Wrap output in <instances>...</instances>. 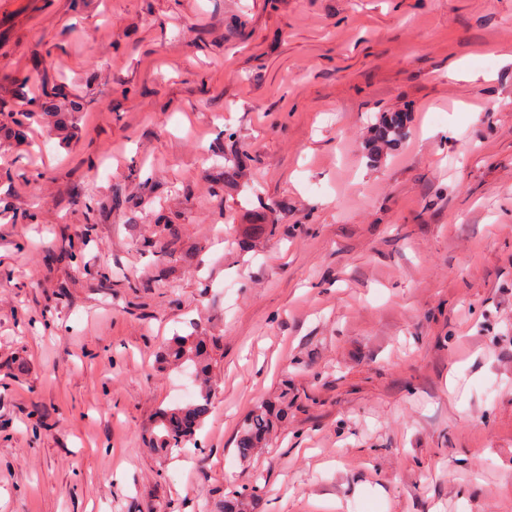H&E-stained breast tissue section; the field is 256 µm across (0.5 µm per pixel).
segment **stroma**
I'll list each match as a JSON object with an SVG mask.
<instances>
[{
    "instance_id": "stroma-1",
    "label": "stroma",
    "mask_w": 512,
    "mask_h": 512,
    "mask_svg": "<svg viewBox=\"0 0 512 512\" xmlns=\"http://www.w3.org/2000/svg\"><path fill=\"white\" fill-rule=\"evenodd\" d=\"M71 2L0 0V512H512V0ZM194 331L212 406L161 453ZM372 128L368 148L373 155L383 154L405 134L404 115L402 113H386L378 117ZM163 360L167 364L190 362L203 375L210 372V354L207 341L197 333L175 336L168 343ZM272 424L271 411L268 409L257 410L248 415L238 441L239 453L245 457L254 448H258Z\"/></svg>"
}]
</instances>
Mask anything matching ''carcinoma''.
<instances>
[{"label":"carcinoma","mask_w":512,"mask_h":512,"mask_svg":"<svg viewBox=\"0 0 512 512\" xmlns=\"http://www.w3.org/2000/svg\"><path fill=\"white\" fill-rule=\"evenodd\" d=\"M404 115L386 113L378 117L376 126L372 128L368 148L373 155H380L390 149L404 136ZM163 360L167 364L189 362L196 370L205 375L200 383L198 399L183 406L161 409L156 415L152 446L161 452L174 449L183 450L187 445L198 446L196 431L201 427L204 418L211 408L210 354L207 341L197 333L174 337L167 345ZM273 424L271 411L261 409L248 415L238 441L239 453L247 456L258 447Z\"/></svg>","instance_id":"1"}]
</instances>
